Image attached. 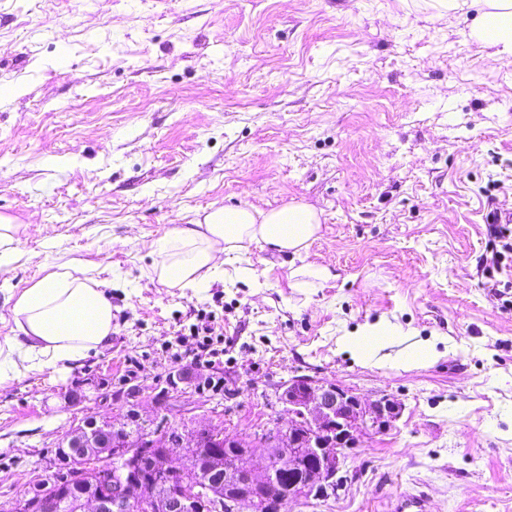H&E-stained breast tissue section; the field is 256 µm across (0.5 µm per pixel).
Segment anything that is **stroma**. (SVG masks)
<instances>
[{"mask_svg":"<svg viewBox=\"0 0 512 512\" xmlns=\"http://www.w3.org/2000/svg\"><path fill=\"white\" fill-rule=\"evenodd\" d=\"M440 0H0V346L13 304L49 272L110 282L112 337L67 372L0 383V507L49 474L84 418L129 408L164 431L246 437L285 419L313 376L403 406L364 440L328 501L284 512H512V257L486 213L512 208V65ZM321 210L304 259L262 245L202 288H173L150 245L209 207ZM331 278L299 285L301 263ZM254 279L241 276V268ZM506 288L497 295L492 283ZM399 324L391 358L343 345ZM224 330L212 364L181 355L193 325ZM417 342L436 355L404 367ZM221 388H212V381ZM17 225L13 223V219L8 216L0 215V264L7 262L15 252L13 243L15 242L14 234L17 231Z\"/></svg>","mask_w":512,"mask_h":512,"instance_id":"obj_1","label":"stroma"}]
</instances>
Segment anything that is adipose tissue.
<instances>
[{
  "label": "adipose tissue",
  "mask_w": 512,
  "mask_h": 512,
  "mask_svg": "<svg viewBox=\"0 0 512 512\" xmlns=\"http://www.w3.org/2000/svg\"><path fill=\"white\" fill-rule=\"evenodd\" d=\"M480 14L471 36L495 46V59L512 64V0H478ZM321 230L319 211L289 203L268 211L243 204L210 209L174 227L152 243L154 268L170 287L199 288L213 279L227 258L253 244L302 257ZM18 332L8 342L5 365L14 374L41 366L66 368L112 336V303L103 284L68 271H54L25 289L14 303ZM401 330L387 321L346 337L348 348L365 360L394 343Z\"/></svg>",
  "instance_id": "ef3b65f1"
}]
</instances>
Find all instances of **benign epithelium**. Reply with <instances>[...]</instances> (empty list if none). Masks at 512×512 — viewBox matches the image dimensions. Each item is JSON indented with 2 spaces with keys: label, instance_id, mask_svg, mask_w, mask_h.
I'll list each match as a JSON object with an SVG mask.
<instances>
[{
  "label": "benign epithelium",
  "instance_id": "obj_1",
  "mask_svg": "<svg viewBox=\"0 0 512 512\" xmlns=\"http://www.w3.org/2000/svg\"><path fill=\"white\" fill-rule=\"evenodd\" d=\"M279 400L288 411V426L276 427L247 443L215 428L190 429L175 436L138 434L127 426L93 417L64 437L61 453L76 476L84 479L75 512H237L248 504L260 508L261 495L281 479L277 507L309 489L338 490L335 480L345 451L362 447L363 438L395 426L402 405L388 395L367 399L349 388L313 377L288 382ZM224 442V451L209 457L211 471L222 475L219 485L200 481L174 461L180 449L196 448L203 437ZM261 453L265 464L252 463ZM111 462L102 471L98 460ZM66 493L65 482L49 474L33 494L14 501L10 512H51L53 501Z\"/></svg>",
  "mask_w": 512,
  "mask_h": 512
}]
</instances>
